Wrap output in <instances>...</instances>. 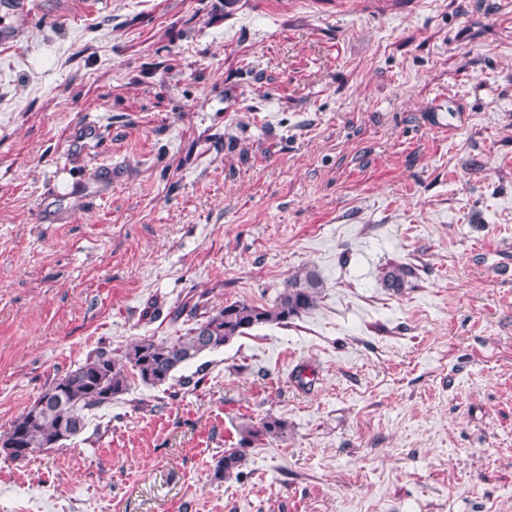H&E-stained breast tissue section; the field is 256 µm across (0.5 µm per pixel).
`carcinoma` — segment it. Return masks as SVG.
I'll return each instance as SVG.
<instances>
[{"mask_svg": "<svg viewBox=\"0 0 512 512\" xmlns=\"http://www.w3.org/2000/svg\"><path fill=\"white\" fill-rule=\"evenodd\" d=\"M412 271L393 265L381 272L385 288L396 292L408 285ZM323 281L316 270L302 268L288 277L272 304L257 306L246 301L227 302L223 307L202 313V319L187 333L169 341L141 339L120 357L100 349L76 368L51 381L40 395L0 436V454L17 461L36 453L60 448L81 434L90 412L112 404L130 389V375L144 385L158 387L176 378L175 374L201 356L218 351L247 331L266 324L286 325L314 309L321 298ZM288 425L267 416L239 430L238 447L224 450L213 469L216 480L239 475L250 445L265 437H279Z\"/></svg>", "mask_w": 512, "mask_h": 512, "instance_id": "1", "label": "carcinoma"}]
</instances>
